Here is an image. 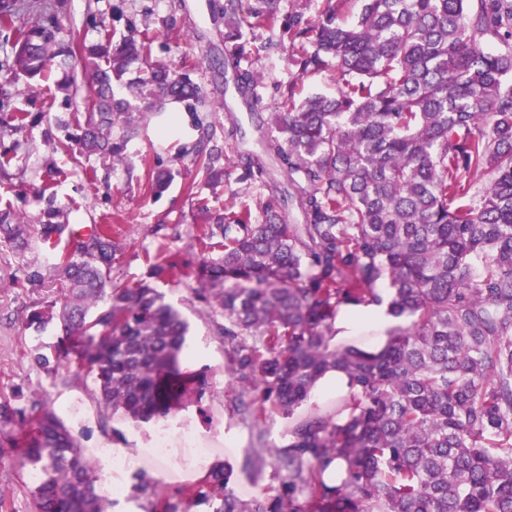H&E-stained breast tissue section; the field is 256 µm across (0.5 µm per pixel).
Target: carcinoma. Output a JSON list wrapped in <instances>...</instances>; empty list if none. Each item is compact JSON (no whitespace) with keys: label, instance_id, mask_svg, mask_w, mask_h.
Listing matches in <instances>:
<instances>
[{"label":"carcinoma","instance_id":"1","mask_svg":"<svg viewBox=\"0 0 512 512\" xmlns=\"http://www.w3.org/2000/svg\"><path fill=\"white\" fill-rule=\"evenodd\" d=\"M327 0L318 18L285 30L300 73L330 69L332 94L288 98L268 124L280 138L248 153L243 178L277 165L265 220L248 209L198 207L197 239L219 249L200 270L206 300L224 315L239 387L236 410L258 426L271 411L291 419L289 443L271 449L286 472L280 495L247 504L225 489L217 512H512V0ZM279 0H224V42L239 61L244 32L274 27ZM0 29L12 34L11 75L47 82L55 63L80 52L90 78L83 111L60 121L80 135L76 156L118 162V123L137 106L115 83L150 54L151 40L84 48L58 28L23 22L0 0ZM256 96L253 74L235 75ZM152 101L190 107L206 93L189 71L163 64L136 81ZM27 112L0 114V131L23 128ZM224 147L199 150L209 184L224 181ZM295 199L303 223L285 216ZM31 225L0 210V240L53 248L65 285L33 307L27 325L59 329L56 363L94 375L106 410L134 420L166 417L209 385L182 367L188 325L152 280L173 264L153 262L136 284L112 279V229L80 235L67 224ZM41 288L37 269L12 283ZM387 303L397 324L378 352L336 348L347 307ZM344 371L351 390L332 408L304 409L317 381ZM0 393V419L22 431L13 449L42 478L32 512H107L94 461L56 413Z\"/></svg>","mask_w":512,"mask_h":512}]
</instances>
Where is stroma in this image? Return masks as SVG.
Returning <instances> with one entry per match:
<instances>
[{
  "mask_svg": "<svg viewBox=\"0 0 512 512\" xmlns=\"http://www.w3.org/2000/svg\"><path fill=\"white\" fill-rule=\"evenodd\" d=\"M215 2L15 0L24 16L31 6H42L62 33L74 34L88 47L100 43L107 31L118 39L152 35V61L176 68L189 63L192 78L204 85L211 101L226 102L229 109L191 113L174 103L154 110L132 136L113 128V138L125 142L119 164L94 158L79 165L56 145L64 137L56 127L58 118L79 103L71 92L58 87L65 72H58L49 82L22 79L0 84V113L22 110L32 116L21 131L0 134V149L12 150L15 156L14 167L8 174H0V208L12 207L27 215L30 223H39L48 205L42 190L51 188L61 222L111 225L120 248L112 275L124 282L146 278L148 258L174 261V269L155 286L188 322L184 364L192 370H206L209 386L201 398L188 399L166 419L171 445L187 452L206 448L223 453L229 465L225 474L228 490L243 501L264 503L281 490L282 475L267 451L288 444V419L271 413L255 427L237 414L238 389L230 355L215 326L220 316L204 301L196 276L202 260L195 239L198 201L221 212L250 208L253 221L259 223L263 220L261 205L268 195L261 182L241 180L238 143L225 137L234 116L247 130L249 148H258L271 131L252 128L234 82L216 76L208 65L212 56L224 52V21L214 9ZM245 38L251 52L241 65L259 79L258 111H275L291 92L305 97L333 90L330 73L299 74L288 45L280 41L278 28L250 30ZM200 122L211 125L215 141L227 151L224 182L214 187L205 186L197 173L195 152L200 133L196 125ZM157 166L173 175L169 187L162 191L153 188L149 179L150 169ZM30 267L43 273L44 287H11V280L22 277ZM57 288L52 253L34 244L22 251L0 247V391L14 394L20 408L47 401L87 457H95L105 439L121 448L152 447L153 422L135 421L100 407L93 394L92 374L64 365L43 369L22 358L26 343L41 345L43 353L52 354L56 330L38 333L27 329L25 320L35 304L52 301ZM80 405L86 409L82 418L75 414ZM231 427L238 433L235 447L224 442V431ZM30 471V465L11 450L0 452V494L8 502V512H30ZM184 488L182 482L152 480L140 473L130 497L140 502L143 512H164L168 501L178 504L179 512H216L220 505L216 497L189 499Z\"/></svg>",
  "mask_w": 512,
  "mask_h": 512,
  "instance_id": "1",
  "label": "stroma"
}]
</instances>
